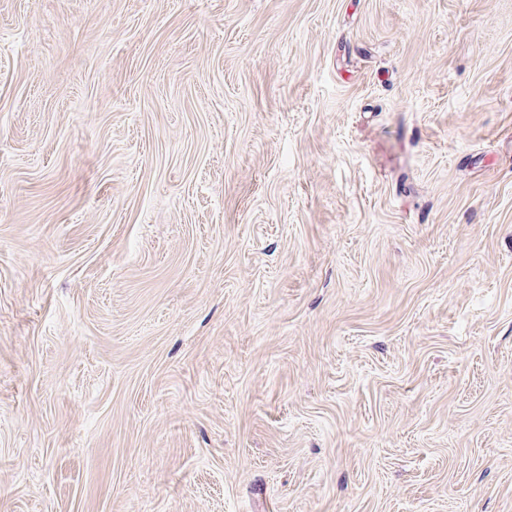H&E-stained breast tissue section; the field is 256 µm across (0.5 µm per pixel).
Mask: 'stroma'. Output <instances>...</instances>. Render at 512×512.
Returning a JSON list of instances; mask_svg holds the SVG:
<instances>
[{"mask_svg":"<svg viewBox=\"0 0 512 512\" xmlns=\"http://www.w3.org/2000/svg\"><path fill=\"white\" fill-rule=\"evenodd\" d=\"M0 512H512V0H0Z\"/></svg>","mask_w":512,"mask_h":512,"instance_id":"35a3bbf8","label":"stroma"}]
</instances>
